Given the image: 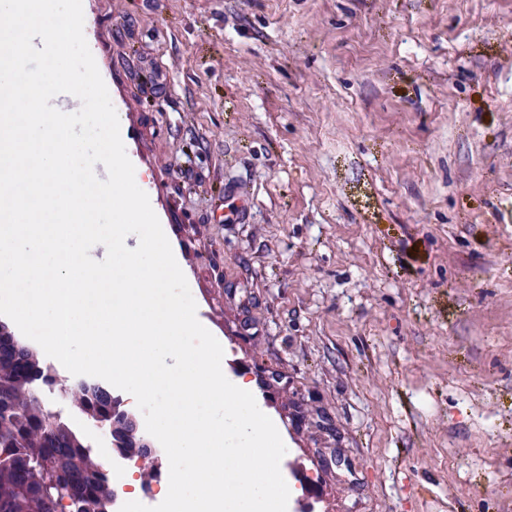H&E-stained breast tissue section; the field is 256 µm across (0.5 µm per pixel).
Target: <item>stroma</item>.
<instances>
[{"label": "stroma", "instance_id": "1", "mask_svg": "<svg viewBox=\"0 0 512 512\" xmlns=\"http://www.w3.org/2000/svg\"><path fill=\"white\" fill-rule=\"evenodd\" d=\"M82 5L287 512H512V0Z\"/></svg>", "mask_w": 512, "mask_h": 512}]
</instances>
